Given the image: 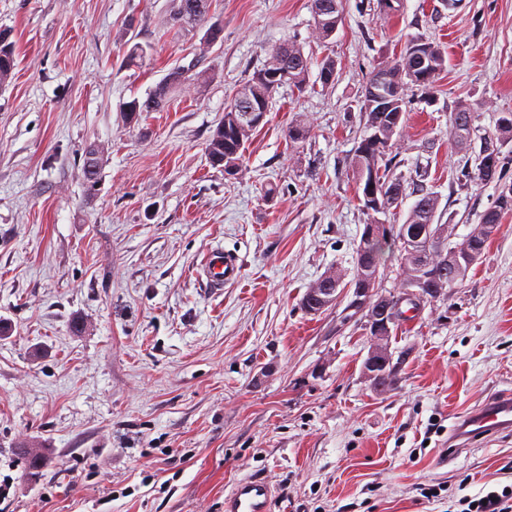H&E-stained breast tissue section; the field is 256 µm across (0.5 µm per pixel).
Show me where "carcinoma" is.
Masks as SVG:
<instances>
[{
    "mask_svg": "<svg viewBox=\"0 0 512 512\" xmlns=\"http://www.w3.org/2000/svg\"><path fill=\"white\" fill-rule=\"evenodd\" d=\"M175 6L171 12V20L181 27L204 28L210 34L211 40L216 42L221 38L222 28L211 21L212 0H173ZM419 42L426 48V53L434 64V73L428 79L419 75L415 68L412 47ZM16 62L15 43L8 37L0 39V85L10 79ZM312 61L305 56L303 47L292 40L279 43L271 49L265 64L258 69L252 78L244 85L253 99V105L269 110L270 99L278 86L269 79L273 73L285 72L288 74L286 84L297 89L306 85L309 77ZM319 66V79L325 86L331 84L329 78L336 77V62L329 56H325L317 62ZM196 61H191L186 66L173 68L165 80L159 83L147 94L145 100L141 101L140 111L158 112L168 103L170 94L176 89H184L190 86L202 87L206 81L203 72H195ZM445 68L444 50L421 37H414L405 42L399 56L394 61L387 63L380 61L374 65L363 91L362 109L366 115V130L375 129L379 131L381 138L372 141L365 148H356L351 160L352 167L356 174V180H362L363 171L375 167L380 170H389L392 159L388 154L393 152L397 145V139L401 137L406 124V111L398 106L390 112H379L372 107L371 89L379 84L383 87L398 90L399 97L405 96V91L410 86L429 89L438 79V76ZM239 107L238 99L234 98L225 107L224 119L219 123L213 132L207 152L210 163L214 166L224 167V171H231L238 168L242 161L246 141L256 126L243 121H235L231 118L233 111ZM472 126V111L470 107L463 106L453 113L451 132L454 138L463 143L468 137H462L458 131L470 132ZM497 148L495 138L489 136L484 139L480 154L475 158L476 178L480 181H487L489 173L482 168L484 157L482 153L489 149ZM101 163V153L95 146L88 147L83 155V172L88 187L92 188L97 183V173ZM437 211V199L429 192L419 195V198L408 210L404 223L392 231L389 238L383 237L373 240H360L356 248L354 271H359L362 266H371L377 271L385 264V246L393 241L401 243L398 262L401 268V279L399 287L405 288L409 283V264L406 262L408 253L407 243L402 238L404 227H413L417 224H426L428 229L421 240L415 242L412 248L423 253L427 259L428 270L422 275L433 274L438 281L450 283L455 288L460 281H452L451 270L448 269V240L442 235V224L435 221ZM512 213V185L502 187L496 204L485 211L480 218V225L474 227L473 231L463 240L455 245L458 252L479 251L485 252L490 242V234L484 231V225H499L505 215Z\"/></svg>",
    "mask_w": 512,
    "mask_h": 512,
    "instance_id": "cac0c4a2",
    "label": "carcinoma"
}]
</instances>
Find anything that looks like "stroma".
I'll list each match as a JSON object with an SVG mask.
<instances>
[{"mask_svg": "<svg viewBox=\"0 0 512 512\" xmlns=\"http://www.w3.org/2000/svg\"><path fill=\"white\" fill-rule=\"evenodd\" d=\"M172 0H0L17 46L0 85V512H224L235 480L266 476L272 512H454L512 485V431L452 441L458 416L512 393V214L461 286L421 303L391 337L407 351L375 391L364 322L300 301L320 276L352 280L365 224H400L418 189L460 242L512 185V141L494 181L465 162L512 112V0H344L313 37L310 0H212L222 38L169 25ZM418 36L446 51L433 88L405 93L391 166L397 215L359 201L354 151L373 66ZM331 56L336 79L272 96L235 175L207 143L275 45ZM145 50L127 63L131 43ZM201 58L198 91L127 121L169 71ZM473 110L468 143L451 133ZM304 119L296 143L288 129ZM97 146L87 191L83 154ZM213 248L242 260L211 291ZM36 471H29L32 456ZM439 485L423 498L419 484ZM197 269L205 277L208 287L218 291L238 282L242 261L237 254L212 250L204 254Z\"/></svg>", "mask_w": 512, "mask_h": 512, "instance_id": "35a3bbf8", "label": "stroma"}]
</instances>
